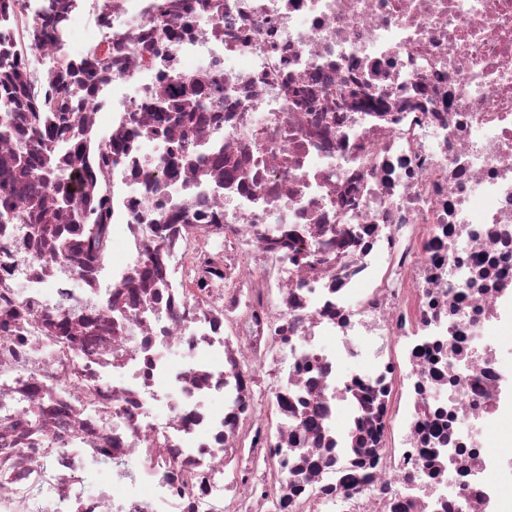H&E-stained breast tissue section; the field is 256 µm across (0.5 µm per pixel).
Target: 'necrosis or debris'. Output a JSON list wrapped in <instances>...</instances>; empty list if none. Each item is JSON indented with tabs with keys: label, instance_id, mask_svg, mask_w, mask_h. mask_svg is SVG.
<instances>
[{
	"label": "necrosis or debris",
	"instance_id": "4bbe7bcc",
	"mask_svg": "<svg viewBox=\"0 0 512 512\" xmlns=\"http://www.w3.org/2000/svg\"><path fill=\"white\" fill-rule=\"evenodd\" d=\"M44 3L123 259L0 225V512H512V0ZM112 68V59L111 57H109L107 60L106 59H98L97 57L95 58H90V59H85L83 61V66L77 70V72L80 74L78 75L77 77H74V81L72 82L74 85H78L80 87H86L85 89H83L81 92L83 91H88L90 89L91 91V88L92 87H88V81L90 80L91 77H93V75L100 69H111ZM185 89L182 90L179 93L172 94L171 98L172 100H164L162 102H159L154 107L155 112H158L157 115V122L159 125H166V124H173V125H183L185 127H188L191 123L193 117L192 112L196 111V108L199 105V98L201 96L192 95L190 98H184V101H187V103H183L181 100L174 101L173 99H176L178 97H186ZM185 104L191 105L190 109L187 110L184 108Z\"/></svg>",
	"mask_w": 512,
	"mask_h": 512
}]
</instances>
